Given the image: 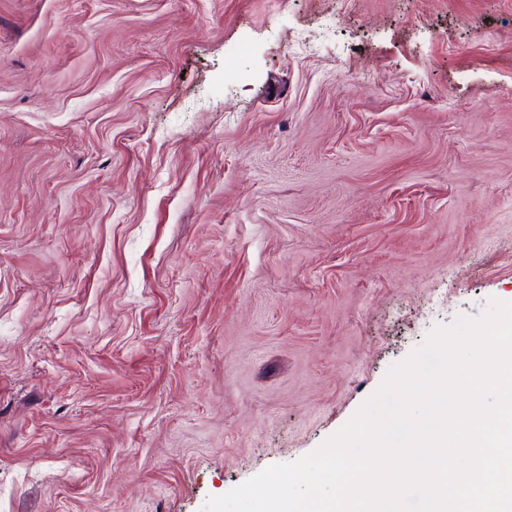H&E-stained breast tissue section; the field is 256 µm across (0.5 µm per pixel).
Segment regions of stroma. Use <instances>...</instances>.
Masks as SVG:
<instances>
[{
  "mask_svg": "<svg viewBox=\"0 0 512 512\" xmlns=\"http://www.w3.org/2000/svg\"><path fill=\"white\" fill-rule=\"evenodd\" d=\"M493 297L512 0H0V512H201Z\"/></svg>",
  "mask_w": 512,
  "mask_h": 512,
  "instance_id": "stroma-1",
  "label": "stroma"
}]
</instances>
